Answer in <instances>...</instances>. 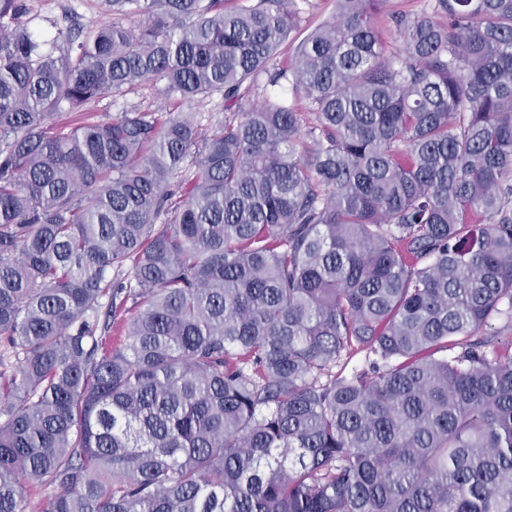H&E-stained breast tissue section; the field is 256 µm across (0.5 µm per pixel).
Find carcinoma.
<instances>
[{"instance_id":"carcinoma-1","label":"carcinoma","mask_w":512,"mask_h":512,"mask_svg":"<svg viewBox=\"0 0 512 512\" xmlns=\"http://www.w3.org/2000/svg\"><path fill=\"white\" fill-rule=\"evenodd\" d=\"M225 2L0 0V512H512V0ZM93 1V2H92ZM100 0H27L31 26L48 33L66 28L70 23L92 28L102 21L100 9L94 3ZM301 10V26L281 48V62H290L298 42L315 27L332 19L337 12L336 0H297ZM427 0H387L376 16V25L381 36L383 47L390 53L397 51L393 16H405L412 20L424 14H431ZM163 82H149L134 86L125 96L120 98L117 103L109 99L99 101L91 105L89 112L94 113L95 119L112 118L117 112H120L123 105H137L142 108L155 109L160 106H166L167 109H175L177 103L174 98L167 97L163 93Z\"/></svg>"}]
</instances>
